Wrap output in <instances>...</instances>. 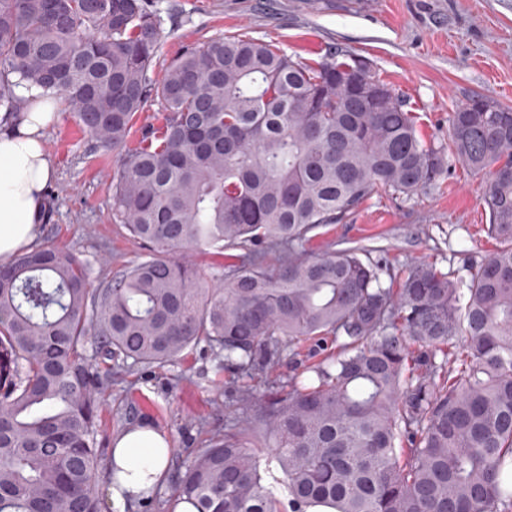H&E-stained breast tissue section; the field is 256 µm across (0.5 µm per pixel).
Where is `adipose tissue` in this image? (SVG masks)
<instances>
[{
	"instance_id": "obj_1",
	"label": "adipose tissue",
	"mask_w": 512,
	"mask_h": 512,
	"mask_svg": "<svg viewBox=\"0 0 512 512\" xmlns=\"http://www.w3.org/2000/svg\"><path fill=\"white\" fill-rule=\"evenodd\" d=\"M17 93L24 111L0 113V267L32 250L40 237L44 193L55 173L42 131L63 108L60 99L34 89L21 86ZM171 451L167 434L149 424L119 435L112 450L117 470L108 477L112 504L123 512L161 487Z\"/></svg>"
}]
</instances>
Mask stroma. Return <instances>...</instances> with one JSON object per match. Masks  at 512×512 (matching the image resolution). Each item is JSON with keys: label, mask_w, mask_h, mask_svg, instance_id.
Wrapping results in <instances>:
<instances>
[{"label": "stroma", "mask_w": 512, "mask_h": 512, "mask_svg": "<svg viewBox=\"0 0 512 512\" xmlns=\"http://www.w3.org/2000/svg\"><path fill=\"white\" fill-rule=\"evenodd\" d=\"M164 39L153 62L162 78L172 60L212 38H258L315 64L343 49L365 60L373 75L404 96L426 142L448 140V114L476 94L512 107V0H148ZM43 140L56 174L45 193L41 245L76 254L91 281L112 276L145 255L112 219V182L118 159L91 151L89 135L71 110L60 112ZM485 179L453 167L438 187L399 202L376 193L350 221L318 229L309 244L382 248L384 287L399 288L408 264L433 262L449 277L469 282L472 267L499 243L486 231L481 202ZM336 351L305 343L267 378L237 379L216 370L204 347L186 350L162 367L113 368L112 388L97 418L101 448L112 450L127 427L149 423L171 441L170 480L135 512H168L173 479L190 450L206 447L226 422L246 423L250 410L228 408L236 390L262 394L267 380L287 385Z\"/></svg>", "instance_id": "obj_1"}]
</instances>
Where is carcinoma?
<instances>
[{
	"label": "carcinoma",
	"mask_w": 512,
	"mask_h": 512,
	"mask_svg": "<svg viewBox=\"0 0 512 512\" xmlns=\"http://www.w3.org/2000/svg\"><path fill=\"white\" fill-rule=\"evenodd\" d=\"M146 0H0V108L21 85L58 96L96 151L118 155L112 216L144 259L92 284L59 247L0 269V512H102L96 419L117 365H163L205 344L251 377L309 339L338 341L315 382L239 402L243 427L189 454L174 489L197 512H512V112L448 114L428 144L404 100L350 93L341 51L304 63L255 38L186 50L159 81ZM166 117L126 148L136 113ZM460 165L488 175L500 247L467 294L426 260L383 286L374 248L322 254L310 233L378 190L406 202ZM237 248L207 280L172 253ZM280 260L266 262L268 252ZM455 351L456 366L436 361Z\"/></svg>",
	"instance_id": "obj_1"
}]
</instances>
